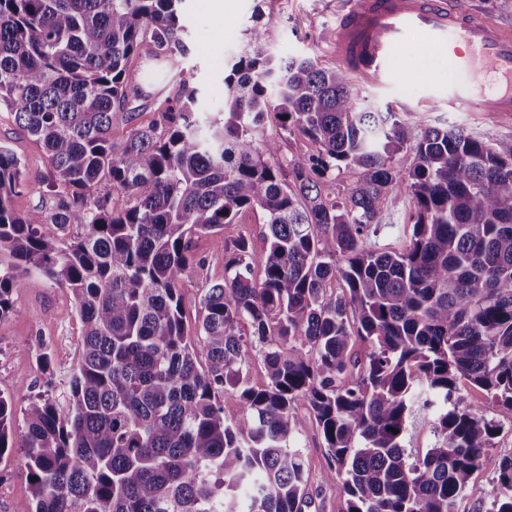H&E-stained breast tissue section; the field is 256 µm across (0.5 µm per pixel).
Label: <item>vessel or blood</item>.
I'll list each match as a JSON object with an SVG mask.
<instances>
[{"instance_id": "vessel-or-blood-1", "label": "vessel or blood", "mask_w": 512, "mask_h": 512, "mask_svg": "<svg viewBox=\"0 0 512 512\" xmlns=\"http://www.w3.org/2000/svg\"><path fill=\"white\" fill-rule=\"evenodd\" d=\"M334 45L339 69L374 87L417 49L456 73L449 104L512 117V23L470 15L459 0H357L339 8Z\"/></svg>"}]
</instances>
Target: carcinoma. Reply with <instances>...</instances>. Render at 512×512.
Listing matches in <instances>:
<instances>
[{
    "label": "carcinoma",
    "instance_id": "cac0c4a2",
    "mask_svg": "<svg viewBox=\"0 0 512 512\" xmlns=\"http://www.w3.org/2000/svg\"><path fill=\"white\" fill-rule=\"evenodd\" d=\"M174 2L0 0V107L48 160L31 182L0 145V319L20 315L12 294L37 272L71 291L82 323L67 409L42 396L21 409L32 496L14 512H302L297 401L348 512H457L484 465L499 473L493 512H512V457L489 454L499 421L460 387L512 419V151L368 111L353 78L312 58L274 64L270 16L224 77L222 118L202 117L191 93L168 100L116 155L112 120L133 121L145 97L129 60L144 42L185 52ZM271 112L316 145L305 164L279 161ZM24 191L41 204L19 214L11 200ZM398 192L415 201L408 245L375 249ZM245 211L262 214L260 245L228 244L224 280L190 324L192 236ZM252 354L261 387L246 373ZM229 391L235 409L221 401ZM421 409L437 410L441 439L409 462L403 439ZM15 415L0 392V456Z\"/></svg>",
    "mask_w": 512,
    "mask_h": 512
}]
</instances>
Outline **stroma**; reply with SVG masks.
Instances as JSON below:
<instances>
[{"label":"stroma","instance_id":"35a3bbf8","mask_svg":"<svg viewBox=\"0 0 512 512\" xmlns=\"http://www.w3.org/2000/svg\"><path fill=\"white\" fill-rule=\"evenodd\" d=\"M224 8L210 12L201 0H182L179 21L181 38L187 52L176 59L155 56L151 45H143L130 68L138 78L149 80L148 98L139 100L136 121L146 124L156 119V109L165 99L194 93L201 112L221 111L224 101V75L244 48L252 27L274 17L275 24L267 43L275 60L309 56L322 66H334L330 34L336 26V0H223ZM447 70L404 69L392 88L378 89L361 85L363 106L393 111L404 119H422L438 127L455 126L483 138L502 151L512 150V121L501 122L484 112L449 108L446 99L424 102L426 86L448 85ZM0 143L22 160L30 177L46 171L42 149L32 137L21 131L7 109H0ZM414 209L410 195L395 196L380 216L381 230L371 238L373 247L401 246L409 231L407 217ZM261 215L242 214L237 223L224 231L197 235L192 239L193 254L204 265L191 269L181 292L188 321H195L201 310L204 288L224 278V249L238 236L257 237ZM18 315L0 320V392L13 398L16 408H24L29 399L45 395L66 407L67 380L78 359L81 323L75 300L68 289L53 285L37 274H30L13 296ZM50 364H43V354ZM468 404L486 417L501 420L490 453L494 457H512V422L502 420L499 407L476 388H465ZM299 426L295 433L306 470L304 512H347L349 496L341 480L329 479L330 461L324 440L315 423L308 418L307 406L295 405ZM437 416L423 410L415 414L403 441L408 460L422 458L438 440ZM20 449L0 456V512H13L18 502L31 496L30 484L21 473ZM498 493L497 474L489 467L474 471L459 503V512H491Z\"/></svg>","mask_w":512,"mask_h":512}]
</instances>
